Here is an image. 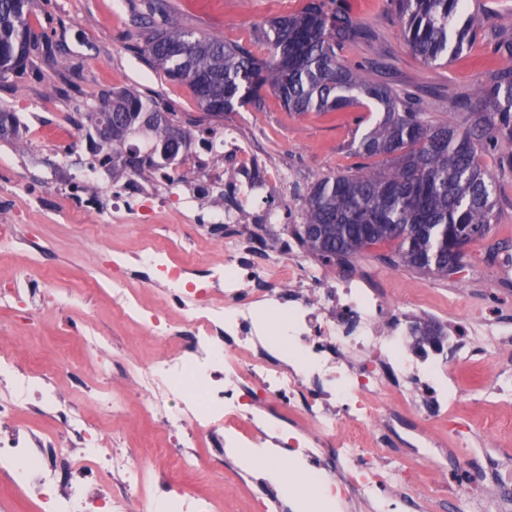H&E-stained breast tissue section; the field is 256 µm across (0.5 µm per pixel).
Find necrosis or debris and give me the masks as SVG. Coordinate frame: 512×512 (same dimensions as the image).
<instances>
[{"instance_id":"necrosis-or-debris-1","label":"necrosis or debris","mask_w":512,"mask_h":512,"mask_svg":"<svg viewBox=\"0 0 512 512\" xmlns=\"http://www.w3.org/2000/svg\"><path fill=\"white\" fill-rule=\"evenodd\" d=\"M224 157L231 164L223 210L214 224H279L288 210V170L270 164L254 141L235 128L224 129ZM201 188H179L158 179L144 190L127 176L111 195H89L61 182L51 197L21 199L0 191V245L21 247L37 260L39 236H20L28 214L59 210L63 198L85 211L123 224H150L131 252L105 248L104 273L97 287L111 296L122 320L140 326L163 348L150 362L131 352L123 368L133 381L132 396L96 389L100 408L113 417L136 401L143 416L176 430L177 469L197 473L195 450L207 446L227 454L245 443L271 459L292 462L303 472L298 496L319 494L326 502L351 503L380 495L382 512H431L433 489L420 475L435 462V443L403 431L388 403L408 407L426 421L447 416L462 396L452 375L453 362L424 345L407 349L402 341L409 306L387 297L369 271L327 277L296 256H270L264 242L231 240L205 263L200 279L191 271L195 246L173 247L176 222L190 218ZM160 282L153 303H146L134 280ZM52 286L33 287L22 274L0 288V305L41 313V298ZM188 333L190 343L172 347ZM46 376L28 375L13 353L0 351V476L38 502L40 512H126L135 495H150L170 512H215L213 501L178 486L165 473V451L134 456L106 445L120 440L93 434L85 410L63 411L59 420L69 435H36L13 422L24 411L42 412L51 401ZM413 449L418 465L393 466L392 442ZM115 478L110 495L91 499L90 485ZM395 488L399 499L386 496Z\"/></svg>"}]
</instances>
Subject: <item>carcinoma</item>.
Here are the masks:
<instances>
[{
	"mask_svg": "<svg viewBox=\"0 0 512 512\" xmlns=\"http://www.w3.org/2000/svg\"><path fill=\"white\" fill-rule=\"evenodd\" d=\"M413 51L432 63L477 35L475 22L449 43L450 24L463 0H389ZM29 0H0V77L22 67L36 45L29 26ZM148 29L145 52L168 79L183 82L206 114L216 120L235 107L259 104L269 85L290 112L336 111L371 99L383 113L355 154L383 157L390 166L328 176L310 190L302 223L291 226L299 245L324 263L342 262L378 243L396 244L405 267L448 277L467 261L466 246L492 231L494 178L479 153L501 154L512 166V40L497 46L496 60L461 103L478 99L461 128L435 123L421 98L365 77L366 66L347 64L339 51L369 41L374 30L355 15L349 0L325 11L309 0L302 12L276 17L257 28L268 56L257 59L241 46L179 26L161 0H145L139 15ZM87 138L100 162L112 170L156 177L180 161L153 146L190 145L191 132L175 112H162L134 91L112 93L97 111L85 113ZM20 116L0 109V140L20 141Z\"/></svg>",
	"mask_w": 512,
	"mask_h": 512,
	"instance_id": "carcinoma-1",
	"label": "carcinoma"
}]
</instances>
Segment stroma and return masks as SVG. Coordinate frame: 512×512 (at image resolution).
Wrapping results in <instances>:
<instances>
[{
	"label": "stroma",
	"mask_w": 512,
	"mask_h": 512,
	"mask_svg": "<svg viewBox=\"0 0 512 512\" xmlns=\"http://www.w3.org/2000/svg\"><path fill=\"white\" fill-rule=\"evenodd\" d=\"M141 0H30L29 24L38 43L61 49L60 59L34 51L18 71L0 77V107L34 117L39 128L27 147L0 143V179L29 193H44L53 187L43 179L36 161L44 146H51L52 159L61 171L79 173L78 162L87 158V138L74 122L77 113L98 106L112 92L131 89L163 111L175 112L192 131L233 125L261 141L267 153L288 168L295 181L292 208L286 221H301V206L320 179L353 172L359 164L354 151L359 140L376 123L379 114L369 106L333 112H288L270 88H262L260 106L245 105L225 113L222 120L205 117L188 87L153 70L143 51L147 34L136 17ZM169 16L198 34L240 44L256 57L266 45L255 29L273 18L301 11L307 0H164ZM468 14L480 21V34L463 51L434 63H424L404 37L397 16L387 0H359V18L376 32L369 43L345 47L342 58L350 63L372 62L368 77L396 89L418 91L435 122L464 124L466 115L458 97L480 80L494 61V49L512 38V0H469ZM482 164L495 178L496 218L487 239L467 248L466 268L450 277L414 272L383 262L389 245L372 247L348 264L351 270H369L384 282L390 293L420 304L428 299L455 313L486 308L504 310L512 322V267L490 260L488 249L504 242L512 246V168L500 166L492 152L483 153ZM46 246L42 260L30 263L9 247L0 248V279L24 272L34 280L52 278L66 292L71 304L46 303L33 322L22 321L11 309L0 308V345L8 347L19 365L32 373L47 374L53 381L54 398L46 412L20 414L16 426L39 432L62 434L59 410L84 409L91 424L108 434L112 413L99 408L91 387L99 379L96 360L81 339L83 314L90 313L98 330L110 336L116 351L138 342L155 352L156 344L140 328L125 323L110 300L92 286L103 247L135 246L140 227L136 224H104L90 216L72 223L62 216L37 218L32 226ZM475 341L491 351L486 363L459 365L463 396L454 408L455 423L438 419L421 423L410 409L401 418L410 427L427 425L446 446L439 462L424 468V481L434 488L451 482L472 483L493 479L491 464L512 469V427L489 431L497 417L512 418V395L498 394L490 378L496 370H512V338L478 334ZM201 467L211 481L226 490L222 512H246L253 487L239 484L236 472L241 460L225 465L209 449L199 451Z\"/></svg>",
	"instance_id": "stroma-1"
}]
</instances>
